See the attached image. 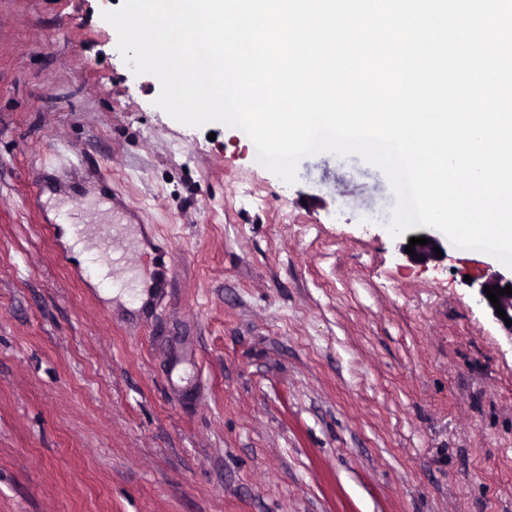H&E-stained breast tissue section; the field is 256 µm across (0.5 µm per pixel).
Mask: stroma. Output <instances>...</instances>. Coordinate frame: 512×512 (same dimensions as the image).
<instances>
[{
  "mask_svg": "<svg viewBox=\"0 0 512 512\" xmlns=\"http://www.w3.org/2000/svg\"><path fill=\"white\" fill-rule=\"evenodd\" d=\"M0 0V512H512V337L491 255L416 262L385 174L155 106L105 10ZM126 208H112L113 197ZM118 225L100 295L48 216ZM507 284H510L512 288V274L510 279H507L503 274L500 273L491 274L490 276L486 277L485 280L479 282L478 294L480 301L491 309L495 320L501 323L504 328L509 331L510 336L512 337V296L507 294L503 296L498 295L499 305H501L502 309L506 312V317L511 320V325L506 326L504 320L497 314L496 308L491 304L490 300L487 298V295L484 293V286H489L491 288L494 286H499L501 289H504Z\"/></svg>",
  "mask_w": 512,
  "mask_h": 512,
  "instance_id": "obj_1",
  "label": "stroma"
}]
</instances>
